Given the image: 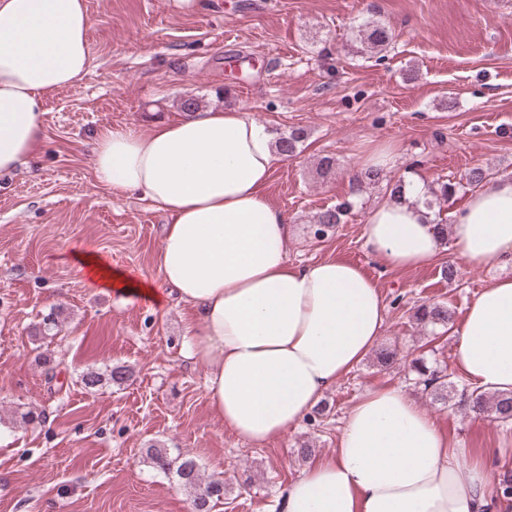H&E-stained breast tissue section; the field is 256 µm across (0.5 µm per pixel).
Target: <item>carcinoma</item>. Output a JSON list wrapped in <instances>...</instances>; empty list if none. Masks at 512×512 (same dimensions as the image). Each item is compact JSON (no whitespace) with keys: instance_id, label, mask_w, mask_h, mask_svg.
Instances as JSON below:
<instances>
[{"instance_id":"carcinoma-1","label":"carcinoma","mask_w":512,"mask_h":512,"mask_svg":"<svg viewBox=\"0 0 512 512\" xmlns=\"http://www.w3.org/2000/svg\"><path fill=\"white\" fill-rule=\"evenodd\" d=\"M356 39L361 44L381 52L392 40V33L382 24L366 21L358 27ZM303 140L304 131L293 129L276 141V149L291 157ZM489 179V171L479 166L470 168L466 173V184L472 190L481 188ZM455 192L456 183L449 179L443 180L438 183V188L431 190V195H423L418 198V202L432 209L448 200ZM352 209L353 203L345 201L320 211L316 217L318 228L315 235L324 236L330 229L344 223ZM415 317L419 323L427 326L445 327L451 320L447 305L439 302L421 304L416 308ZM409 367L419 375V382L424 385V389L430 391L433 401L444 406L449 404L460 407L476 415L491 412L501 424H512V393L487 394L465 384L458 387L454 382L445 380L440 372L428 367L421 358L411 360ZM146 460L156 470L175 473L180 485L193 493V512H210L212 502L224 498V481L203 480L200 465L192 457H173L168 449L152 445L146 449Z\"/></svg>"}]
</instances>
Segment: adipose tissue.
<instances>
[{
  "mask_svg": "<svg viewBox=\"0 0 512 512\" xmlns=\"http://www.w3.org/2000/svg\"><path fill=\"white\" fill-rule=\"evenodd\" d=\"M86 0H0V172L45 140L46 98L88 70ZM283 157L244 109L208 110L147 128L106 125L91 161L117 195L166 211L160 284L81 255L92 278L119 293L193 310L191 358L208 369L206 392L226 428L263 446L301 422L375 346L386 304L358 265L288 258L287 215L265 189ZM405 199L372 208L369 252L388 268H415L442 248L439 216ZM454 251L468 268L512 262V178H497L449 215ZM456 363L471 386L512 392V277L489 283L457 331ZM452 448L399 387L367 390L348 411L333 455L281 492V512H483L481 463Z\"/></svg>",
  "mask_w": 512,
  "mask_h": 512,
  "instance_id": "1",
  "label": "adipose tissue"
}]
</instances>
